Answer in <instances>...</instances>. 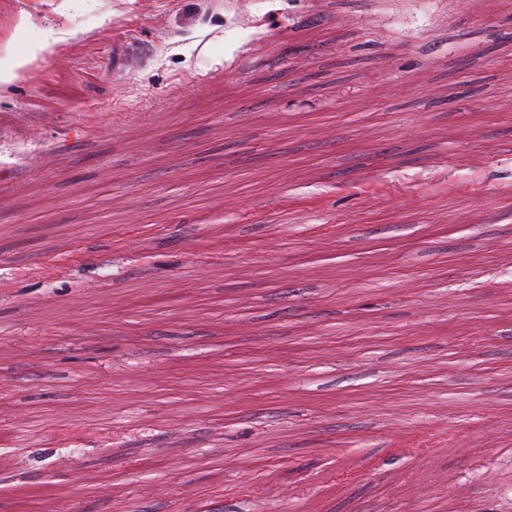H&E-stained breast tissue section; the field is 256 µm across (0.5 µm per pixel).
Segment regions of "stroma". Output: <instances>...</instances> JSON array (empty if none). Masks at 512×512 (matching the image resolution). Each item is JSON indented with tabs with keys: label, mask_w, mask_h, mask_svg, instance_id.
I'll use <instances>...</instances> for the list:
<instances>
[{
	"label": "stroma",
	"mask_w": 512,
	"mask_h": 512,
	"mask_svg": "<svg viewBox=\"0 0 512 512\" xmlns=\"http://www.w3.org/2000/svg\"><path fill=\"white\" fill-rule=\"evenodd\" d=\"M50 30L0 94V432L39 425L0 465V512H39L13 492L39 481L81 512L151 487L176 512L218 489L267 512L234 491L251 448L294 459L275 486L311 512H413L422 491L512 512V295L485 285L512 246V12L0 0V56ZM327 317L374 351L300 347ZM201 449L224 470L187 464Z\"/></svg>",
	"instance_id": "stroma-1"
}]
</instances>
